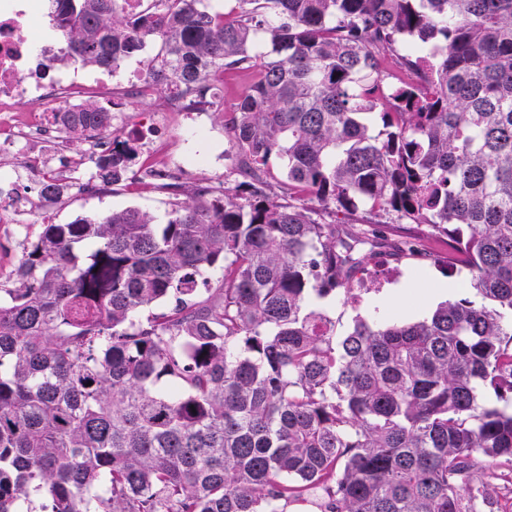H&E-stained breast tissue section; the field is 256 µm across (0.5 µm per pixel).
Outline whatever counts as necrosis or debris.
<instances>
[{"instance_id": "necrosis-or-debris-1", "label": "necrosis or debris", "mask_w": 512, "mask_h": 512, "mask_svg": "<svg viewBox=\"0 0 512 512\" xmlns=\"http://www.w3.org/2000/svg\"><path fill=\"white\" fill-rule=\"evenodd\" d=\"M40 8L41 0H0V169L9 168L18 177H42L47 171L43 158H12L16 141L32 137L59 142L62 112L93 92L112 103L133 94L154 99L152 119L158 125L179 111V102L160 90L146 71L115 79L67 63L62 42L34 41L32 22ZM19 99L32 105L22 116L14 109Z\"/></svg>"}]
</instances>
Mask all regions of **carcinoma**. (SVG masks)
<instances>
[{
  "mask_svg": "<svg viewBox=\"0 0 512 512\" xmlns=\"http://www.w3.org/2000/svg\"><path fill=\"white\" fill-rule=\"evenodd\" d=\"M170 2L52 14L80 65L160 39L150 77L225 116L239 179L185 191L160 171L164 224L130 207L24 236L0 282V512H498L512 412L480 396L512 400V0H239L232 18ZM226 69L255 73L228 110ZM112 121L89 101L61 133ZM113 144L87 190L135 160ZM402 222L447 237L483 303L336 335L310 301L416 252L359 227Z\"/></svg>",
  "mask_w": 512,
  "mask_h": 512,
  "instance_id": "cac0c4a2",
  "label": "carcinoma"
}]
</instances>
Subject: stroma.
<instances>
[{
	"label": "stroma",
	"mask_w": 512,
	"mask_h": 512,
	"mask_svg": "<svg viewBox=\"0 0 512 512\" xmlns=\"http://www.w3.org/2000/svg\"><path fill=\"white\" fill-rule=\"evenodd\" d=\"M154 102L132 96L117 121L119 132L142 143L159 147L168 167L181 184L199 182L233 183L237 151L226 135L224 121L212 112H175L163 126L151 124ZM172 196L158 185L140 181L132 174L96 194L72 191L61 205H49L46 214L56 224H67L79 217H99L133 207L165 223ZM382 232L416 245L417 255H382L370 260L352 294L340 293L314 301V309L325 312L336 324L337 333L346 332L355 318L378 325L393 319L415 322L426 317L442 300L455 301L473 296L466 269L448 261V240L426 236L413 224H385ZM451 283L447 296L436 293Z\"/></svg>",
	"instance_id": "35a3bbf8"
}]
</instances>
